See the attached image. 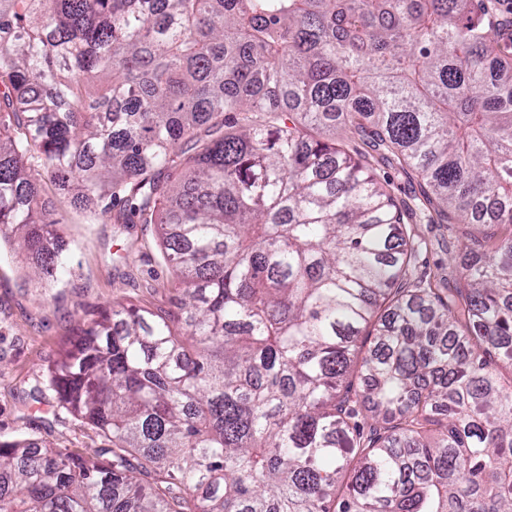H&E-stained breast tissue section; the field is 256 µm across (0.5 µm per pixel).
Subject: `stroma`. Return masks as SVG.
<instances>
[{
  "label": "stroma",
  "instance_id": "stroma-1",
  "mask_svg": "<svg viewBox=\"0 0 512 512\" xmlns=\"http://www.w3.org/2000/svg\"><path fill=\"white\" fill-rule=\"evenodd\" d=\"M370 168L385 182L405 222L427 243L419 271L445 275L462 254L461 227L421 219L417 173L377 161ZM40 193L68 245V261L54 281L35 280L14 245L0 241V433L21 434L56 448L90 455L105 441L82 420L57 407L45 382L49 367L76 341L79 321L113 304L171 309L173 279L152 224H116L75 209L50 181Z\"/></svg>",
  "mask_w": 512,
  "mask_h": 512
}]
</instances>
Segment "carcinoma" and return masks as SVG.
I'll return each instance as SVG.
<instances>
[{
	"label": "carcinoma",
	"instance_id": "1",
	"mask_svg": "<svg viewBox=\"0 0 512 512\" xmlns=\"http://www.w3.org/2000/svg\"><path fill=\"white\" fill-rule=\"evenodd\" d=\"M506 54L483 0H0V237L64 267L46 177L181 294L80 328L49 387L112 447L0 439V512H512ZM338 128L471 225L443 287Z\"/></svg>",
	"mask_w": 512,
	"mask_h": 512
}]
</instances>
